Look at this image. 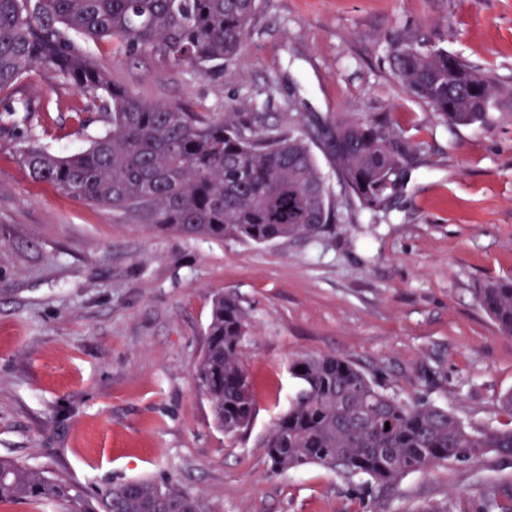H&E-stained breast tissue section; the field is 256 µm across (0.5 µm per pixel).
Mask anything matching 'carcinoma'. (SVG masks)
I'll return each mask as SVG.
<instances>
[{"mask_svg":"<svg viewBox=\"0 0 512 512\" xmlns=\"http://www.w3.org/2000/svg\"><path fill=\"white\" fill-rule=\"evenodd\" d=\"M258 0H0V93H18L25 75L47 70L77 89L108 124L88 148L59 156L20 140L31 176L74 199L122 212L189 237L255 244L315 238L335 230L325 176L306 132L265 131L238 113L208 120L186 103L143 100L112 82L79 46L110 39L127 57L150 51L172 66L218 74L244 47ZM408 91L444 123L486 119L492 88L456 55L417 41L393 45ZM346 189L374 211L392 196L417 154L414 144L372 117L336 123L330 143ZM481 306L512 336V281L477 289ZM247 313L233 294L215 297L196 362L199 390L227 436L248 426L253 393L241 351ZM291 371L300 388L261 442L272 470L318 464L391 487L411 472L512 456V428L477 429L431 402L406 403L381 390L350 361L302 354ZM390 429H385V426ZM60 500L71 512H206L171 481L128 480L95 498L60 477L0 456V503Z\"/></svg>","mask_w":512,"mask_h":512,"instance_id":"carcinoma-1","label":"carcinoma"}]
</instances>
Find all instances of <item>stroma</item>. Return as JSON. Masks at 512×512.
Instances as JSON below:
<instances>
[{
	"mask_svg": "<svg viewBox=\"0 0 512 512\" xmlns=\"http://www.w3.org/2000/svg\"><path fill=\"white\" fill-rule=\"evenodd\" d=\"M458 55L493 88L485 122L444 124L394 74L393 42ZM112 81L151 102L275 128L299 116L336 211L335 235L267 244L188 238L34 181L18 155L33 130L57 154L103 124L34 69L37 111L0 134V455L96 495L168 479L208 512H479L512 500V456L446 463L379 490L320 465L273 473L260 443L298 388L304 353L347 358L384 391L504 429L512 336L476 290L512 280V0H260L220 75L86 41ZM381 116L419 144L388 209H363L329 150L337 120ZM239 297L254 394L248 428L225 436L193 367L212 300Z\"/></svg>",
	"mask_w": 512,
	"mask_h": 512,
	"instance_id": "35a3bbf8",
	"label": "stroma"
}]
</instances>
